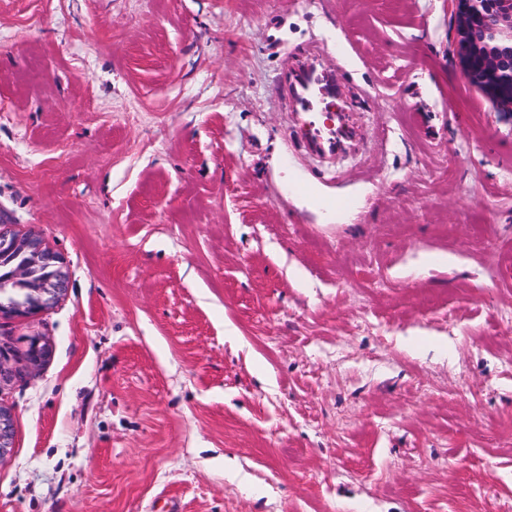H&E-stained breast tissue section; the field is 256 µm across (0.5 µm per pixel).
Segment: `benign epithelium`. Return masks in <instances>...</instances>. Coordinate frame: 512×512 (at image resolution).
<instances>
[{"instance_id":"obj_1","label":"benign epithelium","mask_w":512,"mask_h":512,"mask_svg":"<svg viewBox=\"0 0 512 512\" xmlns=\"http://www.w3.org/2000/svg\"><path fill=\"white\" fill-rule=\"evenodd\" d=\"M454 17L452 57L496 112L512 115V0H449ZM0 263L13 264L11 280L31 298L0 302V315L25 318L56 303L68 288L62 258L43 239L0 225ZM39 336L28 340L27 360L38 367L51 356ZM13 447V415L0 405V459Z\"/></svg>"}]
</instances>
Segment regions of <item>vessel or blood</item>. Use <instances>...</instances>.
Listing matches in <instances>:
<instances>
[{
	"label": "vessel or blood",
	"mask_w": 512,
	"mask_h": 512,
	"mask_svg": "<svg viewBox=\"0 0 512 512\" xmlns=\"http://www.w3.org/2000/svg\"><path fill=\"white\" fill-rule=\"evenodd\" d=\"M322 50L310 48L302 52L294 70L283 75L289 94L307 115L302 138L309 150L316 154H332L340 128L326 124L322 115L330 110L340 93L335 69L323 65Z\"/></svg>",
	"instance_id": "1"
}]
</instances>
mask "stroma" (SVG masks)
Returning a JSON list of instances; mask_svg holds the SVG:
<instances>
[{"label":"stroma","mask_w":512,"mask_h":512,"mask_svg":"<svg viewBox=\"0 0 512 512\" xmlns=\"http://www.w3.org/2000/svg\"><path fill=\"white\" fill-rule=\"evenodd\" d=\"M451 41L448 0H0V224L70 274L0 317V512H512V119ZM323 50L308 48L300 54V60L296 67L283 75L282 80L288 93L294 98L297 105L308 115L302 130V140L308 149L316 154H336V141L341 134L351 143L358 135L357 128H349L347 136L340 131L335 123L327 125L321 121L320 116L324 112H330L332 104L340 95V84L336 81V70L327 67L323 62ZM316 62L320 63L319 67ZM300 74L303 84L299 85ZM297 80V81H296Z\"/></svg>","instance_id":"stroma-1"}]
</instances>
